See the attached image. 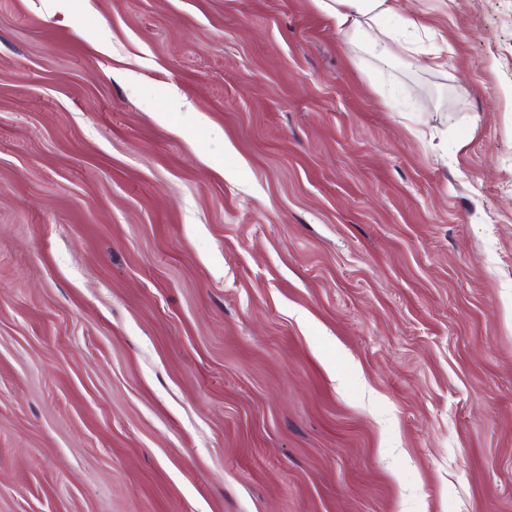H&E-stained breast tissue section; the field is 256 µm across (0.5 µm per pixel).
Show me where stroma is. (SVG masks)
Here are the masks:
<instances>
[{
  "label": "stroma",
  "instance_id": "1",
  "mask_svg": "<svg viewBox=\"0 0 512 512\" xmlns=\"http://www.w3.org/2000/svg\"><path fill=\"white\" fill-rule=\"evenodd\" d=\"M0 512H512V0H0ZM336 28L358 40L395 10V0H315Z\"/></svg>",
  "mask_w": 512,
  "mask_h": 512
}]
</instances>
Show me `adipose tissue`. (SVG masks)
<instances>
[{"mask_svg": "<svg viewBox=\"0 0 512 512\" xmlns=\"http://www.w3.org/2000/svg\"><path fill=\"white\" fill-rule=\"evenodd\" d=\"M337 29L359 39L395 10V0H315Z\"/></svg>", "mask_w": 512, "mask_h": 512, "instance_id": "ef3b65f1", "label": "adipose tissue"}]
</instances>
